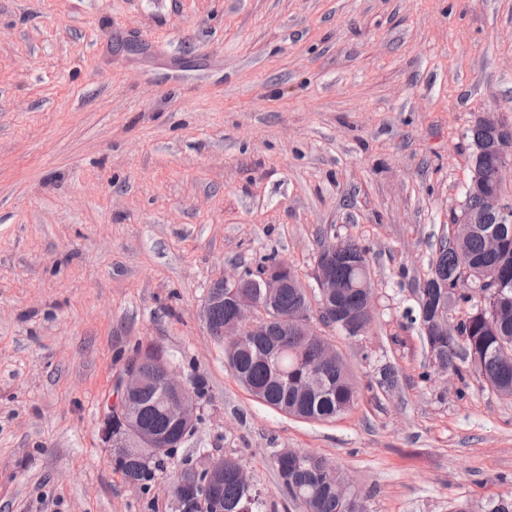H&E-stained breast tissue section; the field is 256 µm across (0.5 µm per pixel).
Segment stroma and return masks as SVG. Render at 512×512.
<instances>
[{"mask_svg": "<svg viewBox=\"0 0 512 512\" xmlns=\"http://www.w3.org/2000/svg\"><path fill=\"white\" fill-rule=\"evenodd\" d=\"M489 112L512 125V0H0V512H173L98 434L148 344L208 384L173 466L234 455L267 512H302L283 448L370 512L512 496V401L435 371L407 315ZM337 235L368 250L375 322L327 330L361 395L307 422L240 384L200 308L271 257L316 289Z\"/></svg>", "mask_w": 512, "mask_h": 512, "instance_id": "1", "label": "stroma"}]
</instances>
